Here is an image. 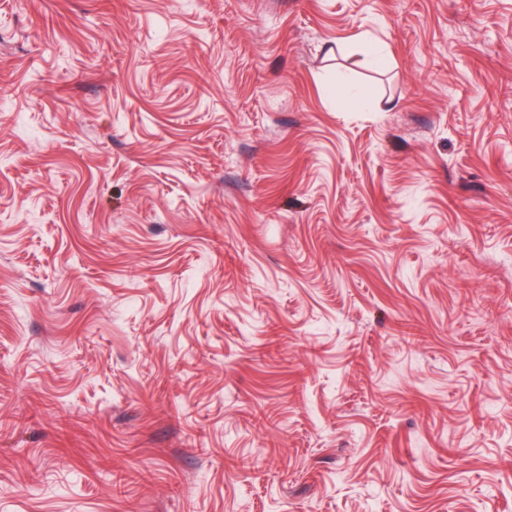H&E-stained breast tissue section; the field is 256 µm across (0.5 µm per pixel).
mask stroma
<instances>
[{"mask_svg":"<svg viewBox=\"0 0 512 512\" xmlns=\"http://www.w3.org/2000/svg\"><path fill=\"white\" fill-rule=\"evenodd\" d=\"M0 512H512V0H0Z\"/></svg>","mask_w":512,"mask_h":512,"instance_id":"obj_1","label":"stroma"}]
</instances>
